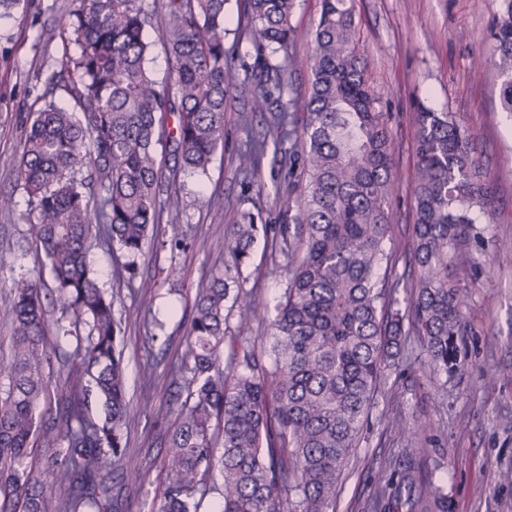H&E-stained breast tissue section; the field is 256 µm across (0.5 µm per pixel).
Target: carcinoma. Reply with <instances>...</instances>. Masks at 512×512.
Wrapping results in <instances>:
<instances>
[{"label":"carcinoma","instance_id":"carcinoma-1","mask_svg":"<svg viewBox=\"0 0 512 512\" xmlns=\"http://www.w3.org/2000/svg\"><path fill=\"white\" fill-rule=\"evenodd\" d=\"M73 2L58 21L65 50L51 75L73 107L44 99L18 164L62 318L45 316L42 268L14 282L11 357L0 362L8 381L0 391V512H120L114 480L140 483V472L125 469L133 414L114 298L87 260L89 243L139 255L156 223L162 117H177L167 136L175 159L203 171L223 139L227 101L248 84L250 110L269 114L270 143H290L284 180L297 193L296 209L270 228L287 287L263 349L227 335L233 314L239 329L264 321L262 299L239 288L226 306L221 276L196 296L192 342L172 366L186 396L163 440L169 480L160 512H198L214 492L221 512H329L405 339L416 338L434 372L459 369L468 289L453 268L484 241L482 218L495 206L470 127L457 112L418 106L414 239L399 258L387 246L397 182L390 116L357 54L351 0H321L307 59L290 52L296 0H240L255 50L245 79L224 47L229 0H164L161 36L172 70L163 88L145 66L151 13L142 0ZM500 2L494 64L502 107L512 112V0ZM280 52L286 67L270 60ZM303 66L312 83L298 134L286 107L296 102L283 97L286 70ZM270 143H248L242 171L258 172ZM256 231L251 216L235 226V270L249 262ZM51 334L74 338L76 349L55 422L43 427L36 410L50 396ZM92 392L103 406L99 419L88 412ZM429 429L404 426L409 454L420 452L415 444ZM392 476L375 494L378 512H448L442 486L414 467L399 465Z\"/></svg>","mask_w":512,"mask_h":512}]
</instances>
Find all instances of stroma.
Masks as SVG:
<instances>
[{
	"mask_svg": "<svg viewBox=\"0 0 512 512\" xmlns=\"http://www.w3.org/2000/svg\"><path fill=\"white\" fill-rule=\"evenodd\" d=\"M357 50L366 77L391 116L393 165L398 195L390 213L393 245L403 250L413 234L417 104L464 115L483 153L497 209L484 234L479 272L462 268L468 285L462 357L452 376L431 373L415 341H407L400 376L379 395L336 499V512H374L373 494L406 455L399 424L431 425L418 455L432 467L453 512H512V113L500 100L501 79L492 64L491 22L499 0H352ZM72 0H20L0 15V195L11 210L0 211V357L9 354L11 286L42 257L28 223L27 194L18 179L20 146L28 116L46 95L61 106L68 97L52 91L50 74L63 46L58 20ZM248 95L231 99L224 114V139L206 173L183 170L168 146L158 145L163 170L158 222L149 232L135 275L124 271L121 251L91 247L88 259L107 292L116 295L127 392L134 409L126 467L144 482L123 490L128 512H158L168 482L161 438L173 429L180 392L169 372L188 345V315L196 295L212 277L224 275L233 224L243 214L259 226L251 260L229 290L243 287L277 304L287 279L271 254L265 226L277 225L288 205V187L278 157L266 153L252 178H245L238 153L249 139L264 136L260 116L244 121ZM223 198L221 209L208 197ZM153 285L143 293L140 281ZM151 376H144V366ZM149 400H142V390Z\"/></svg>",
	"mask_w": 512,
	"mask_h": 512,
	"instance_id": "stroma-1",
	"label": "stroma"
}]
</instances>
